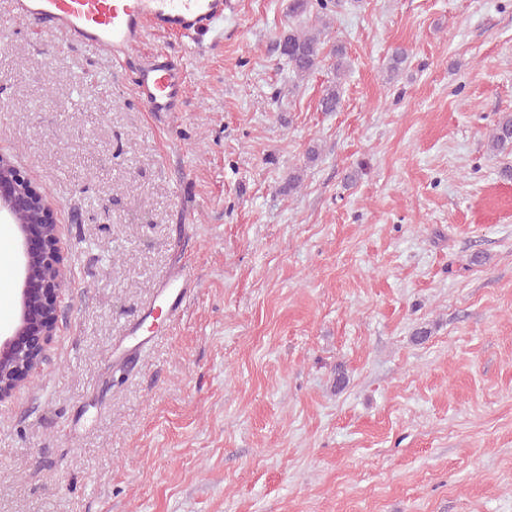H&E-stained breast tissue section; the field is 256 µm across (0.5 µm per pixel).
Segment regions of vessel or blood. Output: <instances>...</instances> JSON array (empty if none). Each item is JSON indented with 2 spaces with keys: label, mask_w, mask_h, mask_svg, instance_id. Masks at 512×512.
Returning <instances> with one entry per match:
<instances>
[{
  "label": "vessel or blood",
  "mask_w": 512,
  "mask_h": 512,
  "mask_svg": "<svg viewBox=\"0 0 512 512\" xmlns=\"http://www.w3.org/2000/svg\"><path fill=\"white\" fill-rule=\"evenodd\" d=\"M17 15L39 17L72 42L112 50L120 55L137 47L145 25L163 31L197 32L213 26L235 9L234 0H13ZM136 93L148 111H182L183 74L166 56L157 55L133 78ZM196 286L190 269L171 272L158 285L156 301L170 313L182 309Z\"/></svg>",
  "instance_id": "1"
}]
</instances>
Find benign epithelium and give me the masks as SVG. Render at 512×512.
Masks as SVG:
<instances>
[{"instance_id":"benign-epithelium-1","label":"benign epithelium","mask_w":512,"mask_h":512,"mask_svg":"<svg viewBox=\"0 0 512 512\" xmlns=\"http://www.w3.org/2000/svg\"><path fill=\"white\" fill-rule=\"evenodd\" d=\"M0 223L12 226L18 251L17 315L0 336L2 404L41 372L48 360L71 276L55 204L2 151Z\"/></svg>"}]
</instances>
